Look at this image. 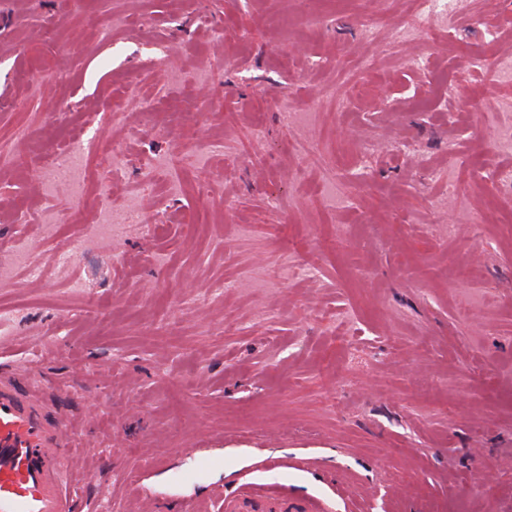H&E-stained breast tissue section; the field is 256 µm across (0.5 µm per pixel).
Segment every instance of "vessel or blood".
<instances>
[{
	"label": "vessel or blood",
	"instance_id": "obj_1",
	"mask_svg": "<svg viewBox=\"0 0 512 512\" xmlns=\"http://www.w3.org/2000/svg\"><path fill=\"white\" fill-rule=\"evenodd\" d=\"M77 438L28 373L0 365V512H78L68 479ZM224 512H308L247 498L226 500Z\"/></svg>",
	"mask_w": 512,
	"mask_h": 512
}]
</instances>
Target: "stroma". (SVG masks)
Listing matches in <instances>:
<instances>
[{
	"instance_id": "obj_1",
	"label": "stroma",
	"mask_w": 512,
	"mask_h": 512,
	"mask_svg": "<svg viewBox=\"0 0 512 512\" xmlns=\"http://www.w3.org/2000/svg\"><path fill=\"white\" fill-rule=\"evenodd\" d=\"M416 10L0 0V362L80 429L82 512H214L246 483L320 512H512V0L361 39ZM74 136L79 204L40 175ZM133 204L156 228L55 267Z\"/></svg>"
}]
</instances>
